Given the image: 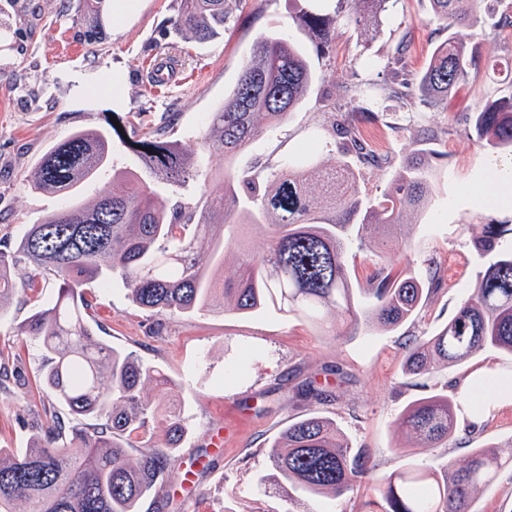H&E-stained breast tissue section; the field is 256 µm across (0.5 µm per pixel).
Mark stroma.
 Wrapping results in <instances>:
<instances>
[{
	"label": "stroma",
	"mask_w": 512,
	"mask_h": 512,
	"mask_svg": "<svg viewBox=\"0 0 512 512\" xmlns=\"http://www.w3.org/2000/svg\"><path fill=\"white\" fill-rule=\"evenodd\" d=\"M180 4L139 0L125 18L105 17V35L93 42L84 36L78 0H0V241L16 243L30 225L65 204L63 197L31 185L41 155L75 131L115 121L121 128L112 139L113 168L86 187L84 203L111 191L113 173L141 171L128 140L147 130L199 164L195 186L175 189L169 202L188 201L201 188L221 195L220 162L203 147L206 119L235 85L256 37L279 31L301 45L316 81L282 124L242 151L235 167L260 171L307 147L320 162H330L341 143L324 92L338 104L360 108L364 116L356 125L377 159L355 169L361 197L379 196L416 150L432 173L434 193L428 209L405 212L392 250L382 253L373 239L353 238L346 254L352 284L358 296H366L376 269L385 267L435 276L440 286L426 292L417 313L400 325H364L343 337L322 335L292 316L219 305L167 319L155 335L149 314L134 305L121 281L88 289L92 329L112 347L163 371L184 409L187 436L163 490L152 493L141 512H379V495L368 481L336 499L299 493L285 498L260 489L271 444L289 423L313 412L334 419L379 476L409 462L457 469L472 449L485 446L512 452V402L478 421L458 406L455 432L437 448L394 429L413 402L462 393L475 371L512 373V357L493 349L430 375L403 371L408 337L446 324L475 288L484 263L473 248L480 223L489 216L512 219L511 208L478 204L464 189L494 156L470 136L469 118L492 91L512 92V71L494 83L484 73L471 74L446 102L428 106L392 94L388 66L406 39L409 71L417 73L452 33L464 44H479L482 61L512 60V28L464 25L450 32L434 20L430 0H388L378 24L364 29L353 22L352 0H339L336 37L320 50L303 26L314 0H227L223 37L200 44L174 34L170 20ZM159 58L177 65L181 83L152 86L148 68ZM88 83L105 89L87 96ZM57 291L49 281L33 291L17 290L0 306V375L10 380L0 390V448L29 447L30 422L44 414V402L23 386L37 376L41 350L18 327ZM218 433L224 438L219 449L212 444Z\"/></svg>",
	"instance_id": "1"
}]
</instances>
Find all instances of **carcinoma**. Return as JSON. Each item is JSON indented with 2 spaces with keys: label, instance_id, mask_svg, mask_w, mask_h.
<instances>
[{
  "label": "carcinoma",
  "instance_id": "1",
  "mask_svg": "<svg viewBox=\"0 0 512 512\" xmlns=\"http://www.w3.org/2000/svg\"><path fill=\"white\" fill-rule=\"evenodd\" d=\"M89 2L83 20L89 36L101 39L108 0ZM225 3L182 0L174 33H188L198 43L218 38L224 34ZM484 3L431 0L434 17L450 30L448 39L432 51L416 79L394 83L391 92L444 101L466 82L478 67L479 51L460 44L451 30L478 23L512 26L504 0H491L485 8ZM304 23L319 43L335 39L329 14L312 11ZM315 79L289 37L259 35L224 104L210 113L203 138L207 153L224 159V193L202 194L177 206L172 216L163 193L195 179L196 169L153 131L130 141L151 180L132 172L115 177L112 191L92 205L78 197L111 164L112 129L77 131L44 154L31 182L38 190L63 195L67 204L30 225L16 245L0 247V303L15 290L16 269L26 271V288L50 278L58 284L52 305L32 312L20 326L42 350L38 381L28 392L51 402L52 410L30 447L0 448V512H139L187 433L179 407L159 408L141 396L144 382L162 388L166 377L94 335L84 292L90 284L106 288L121 280L133 303L157 317L156 333L164 319L202 311L217 294L237 312L273 307L314 324L334 309L355 330L363 322L395 326L414 314L424 293L422 280L380 268L371 300L362 303L355 299L345 254L352 229L359 236L384 232L400 224L404 209L429 206L433 187L421 159L407 157L393 183L365 204L348 160L365 147L347 114L333 111L332 131L343 139V150L331 163H317L304 150L266 177L231 170L237 154L301 104ZM472 136L485 148L512 153V93L474 113ZM310 177L319 187L315 195L306 188ZM216 222L227 226L233 244L237 224L267 227L261 250L240 249L232 279L214 280L197 261L205 249L214 256L224 252L209 237ZM474 247L486 258L476 287L447 324L408 340L406 373L432 374L487 348L512 355V224L485 219ZM87 418L95 423L84 427ZM151 427L163 432L164 445L144 441L140 456L133 458L136 439ZM396 429L438 447L454 432V401L444 394L423 398L400 415ZM268 457L277 485L307 496L341 497L374 476V466L352 448L336 421L319 413L291 422ZM508 467L512 453L505 457L492 446L472 449L463 469L407 463L377 479L382 512H475L474 495Z\"/></svg>",
  "mask_w": 512,
  "mask_h": 512
}]
</instances>
